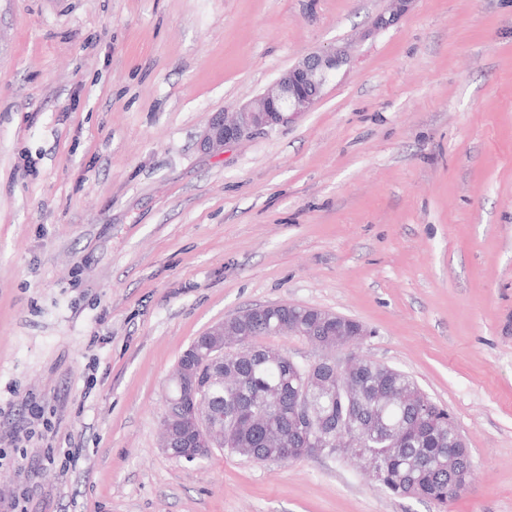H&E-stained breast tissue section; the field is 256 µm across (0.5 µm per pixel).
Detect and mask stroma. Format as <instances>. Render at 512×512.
Returning a JSON list of instances; mask_svg holds the SVG:
<instances>
[{
	"instance_id": "1",
	"label": "stroma",
	"mask_w": 512,
	"mask_h": 512,
	"mask_svg": "<svg viewBox=\"0 0 512 512\" xmlns=\"http://www.w3.org/2000/svg\"><path fill=\"white\" fill-rule=\"evenodd\" d=\"M0 0V512H512V0ZM350 60L294 123L214 155L213 113L305 55ZM288 302L368 330L472 458L445 504L349 455L160 446L212 324ZM57 467H42L48 450ZM387 10L379 15L373 21V30H385L394 25L397 20L407 11L411 0H389ZM29 413V427L22 436H14L10 442L13 443V447L7 448H21L20 443L29 442L36 436L43 439L44 432L49 430V419L45 416L44 408L32 399L26 400Z\"/></svg>"
}]
</instances>
